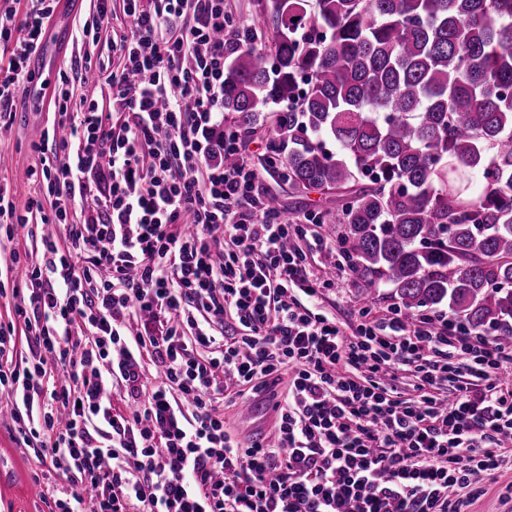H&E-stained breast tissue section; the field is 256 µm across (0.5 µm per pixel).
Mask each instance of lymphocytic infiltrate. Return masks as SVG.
<instances>
[{"label": "lymphocytic infiltrate", "instance_id": "f902f5d3", "mask_svg": "<svg viewBox=\"0 0 512 512\" xmlns=\"http://www.w3.org/2000/svg\"><path fill=\"white\" fill-rule=\"evenodd\" d=\"M58 4L0 6V131ZM79 34L73 74L108 106L61 75L64 133L29 169L40 198L17 207L0 183L7 239L36 218L66 230L42 237L25 287L0 289L29 294L0 322V396L68 483L44 484L47 512H451L450 491L481 495L512 443V348L443 313L364 309L348 332L322 313L307 255L332 241L315 213L268 209L224 127V48L244 41L224 0H125L119 23L96 0ZM103 38L115 69L95 58ZM20 325L40 352L22 368ZM286 370L275 441L242 445L224 429L233 390Z\"/></svg>", "mask_w": 512, "mask_h": 512}]
</instances>
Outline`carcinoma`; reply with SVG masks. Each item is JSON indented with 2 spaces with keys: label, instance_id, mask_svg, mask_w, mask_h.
I'll use <instances>...</instances> for the list:
<instances>
[{
  "label": "carcinoma",
  "instance_id": "obj_1",
  "mask_svg": "<svg viewBox=\"0 0 512 512\" xmlns=\"http://www.w3.org/2000/svg\"><path fill=\"white\" fill-rule=\"evenodd\" d=\"M255 2L225 116L293 188L336 191L321 221L366 292L511 347L512 0Z\"/></svg>",
  "mask_w": 512,
  "mask_h": 512
}]
</instances>
